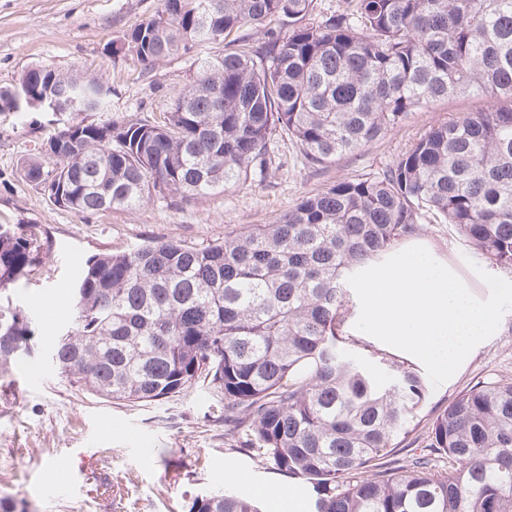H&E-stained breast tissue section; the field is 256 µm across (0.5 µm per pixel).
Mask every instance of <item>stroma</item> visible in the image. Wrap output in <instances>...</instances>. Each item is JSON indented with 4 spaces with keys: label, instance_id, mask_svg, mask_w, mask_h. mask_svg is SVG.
Listing matches in <instances>:
<instances>
[{
    "label": "stroma",
    "instance_id": "stroma-1",
    "mask_svg": "<svg viewBox=\"0 0 512 512\" xmlns=\"http://www.w3.org/2000/svg\"><path fill=\"white\" fill-rule=\"evenodd\" d=\"M159 7L160 0H0V88L17 86L35 65L75 70L112 88L111 111L88 113V120L157 115L166 104L163 89L188 82L189 61L172 58L146 70L106 48ZM484 104L481 97H455L413 110L383 138L317 170L303 163L294 141L279 137L270 144L265 172L226 191L191 202L157 196L90 216L58 207L19 172L20 159L40 156L68 114L0 112V224L40 225L50 244L44 263L17 285L19 303L42 348H49L72 319V288L92 255L150 241L200 247L275 223L302 196L381 170L432 126ZM414 242L452 264L476 298L488 297L487 285L467 264L471 250L448 225L425 218ZM498 376H512V309L461 369L431 389L395 458L425 447L429 425L457 393ZM218 401L214 390L198 384L160 401L116 404L72 386L36 356L0 377V493L27 502L30 512H184L197 495L250 497L257 485L312 497L310 486L255 452L231 447L223 420L213 414ZM228 463L242 471L244 482L225 481ZM58 471L63 480L55 479Z\"/></svg>",
    "mask_w": 512,
    "mask_h": 512
}]
</instances>
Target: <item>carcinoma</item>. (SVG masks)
Instances as JSON below:
<instances>
[{
	"label": "carcinoma",
	"instance_id": "cac0c4a2",
	"mask_svg": "<svg viewBox=\"0 0 512 512\" xmlns=\"http://www.w3.org/2000/svg\"><path fill=\"white\" fill-rule=\"evenodd\" d=\"M261 33L253 43L248 28ZM169 111L112 124L74 116L47 138L56 167L24 179L78 215L190 201L265 168L286 135L327 166L407 112L477 95L485 108L432 127L381 171L306 194L274 224L202 247L149 242L90 257L73 319L49 351L71 383L107 401H160L199 382L220 395L238 448L309 483L313 512H512V377L461 391L432 421L426 452L375 472L409 433L429 387L407 359L356 360L347 279L417 236L430 214L486 265L512 269V0H161L112 42L146 69L204 46ZM41 85L108 111L98 79L34 66ZM35 224H0V376L39 348L14 286L47 258ZM385 368L390 383L375 374ZM188 512H260L198 495Z\"/></svg>",
	"mask_w": 512,
	"mask_h": 512
}]
</instances>
